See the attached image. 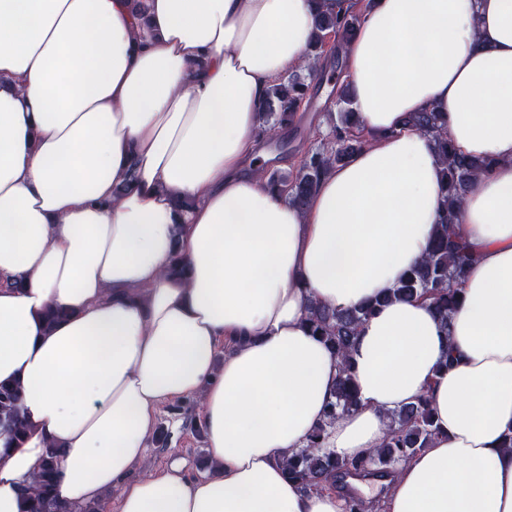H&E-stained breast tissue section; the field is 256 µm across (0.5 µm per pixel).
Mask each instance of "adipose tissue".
<instances>
[{
    "mask_svg": "<svg viewBox=\"0 0 512 512\" xmlns=\"http://www.w3.org/2000/svg\"><path fill=\"white\" fill-rule=\"evenodd\" d=\"M314 26L312 0H0V383L28 426L0 449V512H23L49 447L67 512H343L282 467L338 374L307 305L359 308L427 252L441 165L402 121L431 109L495 161L454 224L462 303L363 323L360 406L325 446L366 455L430 392L440 432L383 512H512V0H374L343 50L369 143L298 209L262 177L259 117ZM190 397L212 473L134 476L160 405Z\"/></svg>",
    "mask_w": 512,
    "mask_h": 512,
    "instance_id": "obj_1",
    "label": "adipose tissue"
}]
</instances>
